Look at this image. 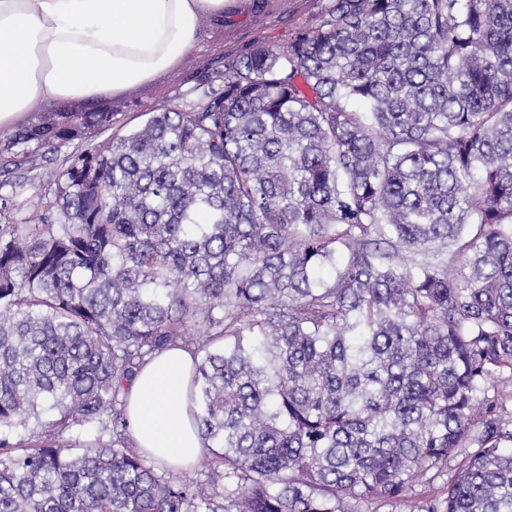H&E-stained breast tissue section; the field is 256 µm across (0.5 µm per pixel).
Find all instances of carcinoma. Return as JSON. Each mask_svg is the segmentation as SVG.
Masks as SVG:
<instances>
[{
    "instance_id": "1",
    "label": "carcinoma",
    "mask_w": 512,
    "mask_h": 512,
    "mask_svg": "<svg viewBox=\"0 0 512 512\" xmlns=\"http://www.w3.org/2000/svg\"><path fill=\"white\" fill-rule=\"evenodd\" d=\"M144 116L8 139L85 145L0 224V512H512V0H322ZM172 347L203 480L128 435Z\"/></svg>"
}]
</instances>
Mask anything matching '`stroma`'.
Returning a JSON list of instances; mask_svg holds the SVG:
<instances>
[{
	"label": "stroma",
	"instance_id": "35a3bbf8",
	"mask_svg": "<svg viewBox=\"0 0 512 512\" xmlns=\"http://www.w3.org/2000/svg\"><path fill=\"white\" fill-rule=\"evenodd\" d=\"M321 0H272L263 16L237 4L221 17L203 16L197 40L175 69L160 74L149 85L113 98L112 109L124 113L130 124H138L141 113L164 105L185 111L198 109L207 102L216 86V73L223 70L226 58L239 54L253 43L262 41L283 46L294 32L312 21ZM64 159L63 153L40 150L14 165L10 154L0 153V198L15 199L10 218L16 222L40 215L50 217L55 186L51 173ZM42 184L43 195H33L28 182Z\"/></svg>",
	"mask_w": 512,
	"mask_h": 512
}]
</instances>
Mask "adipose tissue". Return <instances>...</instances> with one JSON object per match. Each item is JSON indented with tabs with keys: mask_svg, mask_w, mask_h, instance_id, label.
I'll use <instances>...</instances> for the list:
<instances>
[{
	"mask_svg": "<svg viewBox=\"0 0 512 512\" xmlns=\"http://www.w3.org/2000/svg\"><path fill=\"white\" fill-rule=\"evenodd\" d=\"M230 0H0V135L37 107L119 96L178 67L203 15ZM192 355L171 349L126 387L136 448L173 467L203 447L190 416Z\"/></svg>",
	"mask_w": 512,
	"mask_h": 512,
	"instance_id": "obj_1",
	"label": "adipose tissue"
}]
</instances>
